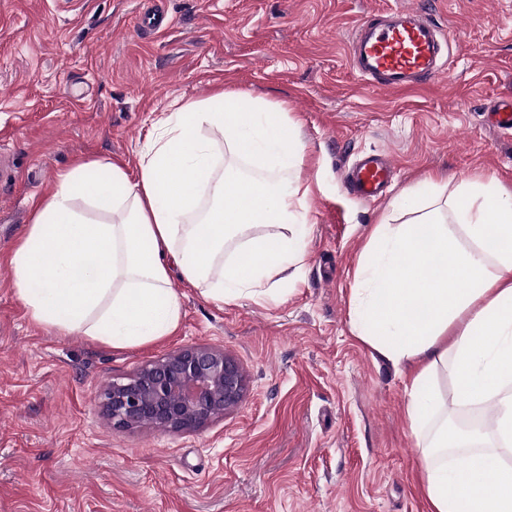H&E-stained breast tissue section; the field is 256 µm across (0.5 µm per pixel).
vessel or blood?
I'll return each mask as SVG.
<instances>
[{"instance_id": "obj_1", "label": "vessel or blood", "mask_w": 512, "mask_h": 512, "mask_svg": "<svg viewBox=\"0 0 512 512\" xmlns=\"http://www.w3.org/2000/svg\"><path fill=\"white\" fill-rule=\"evenodd\" d=\"M448 42L421 9L400 7L368 16L350 43V64L368 85L394 93L413 91L438 76ZM395 165L384 151L349 166L345 182L361 200L384 194Z\"/></svg>"}]
</instances>
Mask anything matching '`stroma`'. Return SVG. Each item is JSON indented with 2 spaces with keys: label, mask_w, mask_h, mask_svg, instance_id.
Listing matches in <instances>:
<instances>
[{
  "label": "stroma",
  "mask_w": 512,
  "mask_h": 512,
  "mask_svg": "<svg viewBox=\"0 0 512 512\" xmlns=\"http://www.w3.org/2000/svg\"><path fill=\"white\" fill-rule=\"evenodd\" d=\"M422 9L452 39L413 93L366 87L347 47L371 13ZM162 11L157 30L142 15ZM298 120L311 188L300 270L276 300L217 306L172 272L177 330L112 348L31 322L8 259L33 205L74 161L132 169L153 120L216 90ZM512 0H0V512H424L402 371L350 332L359 256L382 214L430 174L512 190ZM389 151L386 195L342 169ZM207 344L234 356L243 402L204 428L113 427L99 394L146 362Z\"/></svg>",
  "instance_id": "1"
}]
</instances>
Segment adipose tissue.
Here are the masks:
<instances>
[{
	"instance_id": "ef3b65f1",
	"label": "adipose tissue",
	"mask_w": 512,
	"mask_h": 512,
	"mask_svg": "<svg viewBox=\"0 0 512 512\" xmlns=\"http://www.w3.org/2000/svg\"><path fill=\"white\" fill-rule=\"evenodd\" d=\"M223 137L221 167L204 131ZM297 124L258 97L217 93L163 115L135 171L78 161L35 207L9 266L31 321L112 347L169 335L182 314L170 269L217 305L276 296L302 264L309 187ZM238 159L262 169L242 177ZM201 223H187L201 197ZM356 269L350 330L409 364L406 414L428 512H512V192L495 177L445 191L430 175L394 201ZM99 219L88 217V210ZM264 232L253 235L255 227ZM240 239L232 259L228 241ZM450 370L444 399L439 370ZM491 407L488 436L449 432L451 409Z\"/></svg>"
}]
</instances>
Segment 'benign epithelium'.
Returning <instances> with one entry per match:
<instances>
[{
    "label": "benign epithelium",
    "mask_w": 512,
    "mask_h": 512,
    "mask_svg": "<svg viewBox=\"0 0 512 512\" xmlns=\"http://www.w3.org/2000/svg\"><path fill=\"white\" fill-rule=\"evenodd\" d=\"M246 391L236 358L196 344L150 361L127 380L112 383L101 393V404L115 427L151 426L183 433L234 410Z\"/></svg>",
    "instance_id": "obj_1"
}]
</instances>
